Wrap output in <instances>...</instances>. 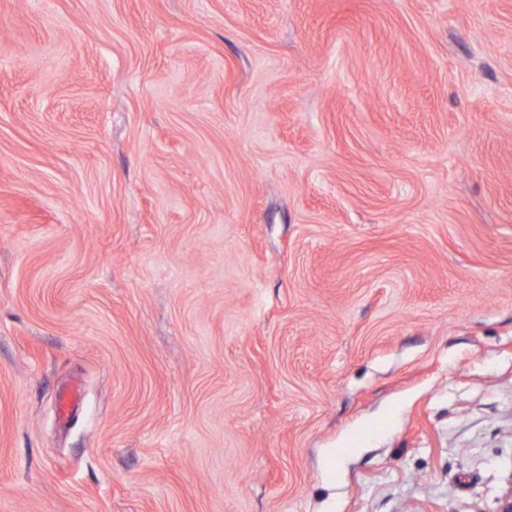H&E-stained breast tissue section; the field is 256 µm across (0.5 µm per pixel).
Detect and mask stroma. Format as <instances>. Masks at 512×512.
<instances>
[{"mask_svg":"<svg viewBox=\"0 0 512 512\" xmlns=\"http://www.w3.org/2000/svg\"><path fill=\"white\" fill-rule=\"evenodd\" d=\"M511 485L512 0H0V512Z\"/></svg>","mask_w":512,"mask_h":512,"instance_id":"obj_1","label":"stroma"}]
</instances>
